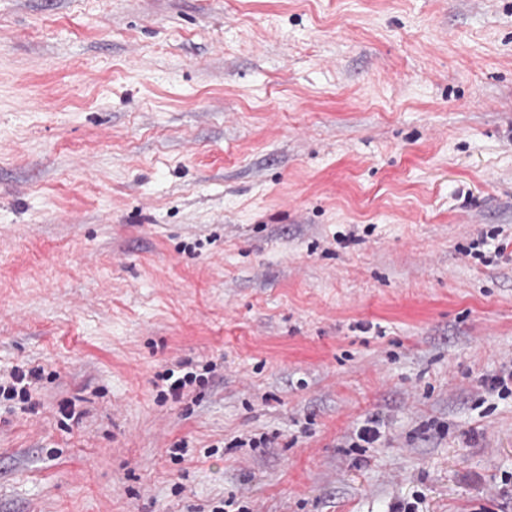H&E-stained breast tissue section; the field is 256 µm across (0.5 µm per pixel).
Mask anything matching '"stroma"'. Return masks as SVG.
<instances>
[{
	"label": "stroma",
	"instance_id": "stroma-1",
	"mask_svg": "<svg viewBox=\"0 0 512 512\" xmlns=\"http://www.w3.org/2000/svg\"><path fill=\"white\" fill-rule=\"evenodd\" d=\"M511 364L512 0H0V512H512Z\"/></svg>",
	"mask_w": 512,
	"mask_h": 512
}]
</instances>
